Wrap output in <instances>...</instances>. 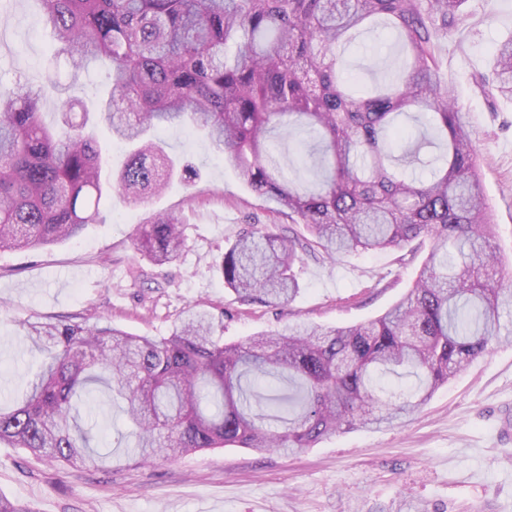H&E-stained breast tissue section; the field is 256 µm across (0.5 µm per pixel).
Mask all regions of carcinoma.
<instances>
[{"label":"carcinoma","mask_w":512,"mask_h":512,"mask_svg":"<svg viewBox=\"0 0 512 512\" xmlns=\"http://www.w3.org/2000/svg\"><path fill=\"white\" fill-rule=\"evenodd\" d=\"M68 65L38 88L0 85V250L37 249L100 224L117 194L139 206L174 179L188 182L150 131L190 124L259 197L304 232L255 225L224 252V285L238 302L293 300L300 255L329 262L352 251L428 247L412 287L381 316L345 327L298 323L281 334L224 343L222 325L193 306L166 336H135L87 322L25 325L44 364L23 404H0V442L60 463H97L79 424L91 387L105 384L134 425L130 452L175 460L214 448L295 453L356 428L405 423L433 393L512 341V272L494 244L469 122L438 78L435 40L465 24V0H39ZM396 34L395 76L354 95L338 78L336 45L369 24ZM107 68L102 119L132 146L104 186L101 151L78 93L85 63ZM490 83L512 99V37L497 48ZM60 96L61 126L39 117ZM420 124L397 156L399 117ZM308 132L310 177L284 173L269 151L283 124ZM427 181L394 167L424 148ZM185 245L173 215L138 225L135 249L155 265ZM408 370L416 383L386 393L382 378ZM280 423L277 429L271 422Z\"/></svg>","instance_id":"carcinoma-1"}]
</instances>
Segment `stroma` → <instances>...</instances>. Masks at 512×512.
Instances as JSON below:
<instances>
[{
  "label": "stroma",
  "mask_w": 512,
  "mask_h": 512,
  "mask_svg": "<svg viewBox=\"0 0 512 512\" xmlns=\"http://www.w3.org/2000/svg\"><path fill=\"white\" fill-rule=\"evenodd\" d=\"M465 27L441 37L439 77L468 116L501 254L512 258V100L483 89L496 46L512 36V0H466ZM57 44L37 0H11L0 14V84L40 85ZM395 39L365 30L342 54L354 89L381 83L398 55ZM172 157L195 165L132 210L103 205V223L76 240L0 252V400H21L45 359L23 339L34 320L100 321L163 336L192 306L224 324L225 342L278 333L308 320L345 326L373 319L413 284L423 260L409 249L353 252L335 262L303 257L289 305L237 302L218 269L238 233L253 224L287 231L276 205L256 196L193 128L159 131ZM178 216L186 245L157 267L134 250L139 224ZM86 425L91 445L111 454L102 468L52 465L0 443V494L35 512H512V343L491 349L439 388L406 424L354 429L286 456L216 448L177 461H140L117 447L130 426L108 390L96 387Z\"/></svg>",
  "instance_id": "obj_1"
}]
</instances>
